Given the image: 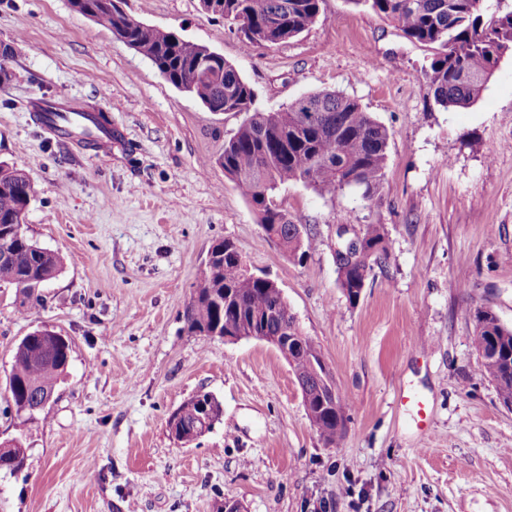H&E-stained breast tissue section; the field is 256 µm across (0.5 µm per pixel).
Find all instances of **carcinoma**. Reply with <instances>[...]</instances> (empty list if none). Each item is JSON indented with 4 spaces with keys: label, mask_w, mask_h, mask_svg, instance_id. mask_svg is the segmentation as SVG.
<instances>
[{
    "label": "carcinoma",
    "mask_w": 512,
    "mask_h": 512,
    "mask_svg": "<svg viewBox=\"0 0 512 512\" xmlns=\"http://www.w3.org/2000/svg\"><path fill=\"white\" fill-rule=\"evenodd\" d=\"M394 23L411 40L431 46L435 53L424 75L438 104L465 108L486 89L500 61L512 56V9L489 11L487 0H350ZM124 0H82V16L122 36L132 49L148 58L178 89L198 98L209 109L243 112L246 118L224 142V174L249 198L264 230L276 234L288 254L304 257L315 236L301 237L288 214L273 199L274 191L290 182H304L322 195L359 190L372 200L380 194L390 134L353 98L335 91L305 95L287 108L268 112L256 105L253 87L216 52L132 18ZM322 0H216L221 18L240 26L248 48H272L299 36L321 15ZM35 195L30 180L0 163V286L15 288L25 299L20 313L43 302L39 292L62 269L60 256L18 237L13 226L24 219ZM369 257L336 264L338 283L348 301L356 303L366 286L372 264L389 254L383 224L361 228ZM211 259L194 284L183 312L189 332H219L265 327L267 336L300 334L288 302L266 282L246 275L244 260L229 240L210 247ZM473 344L484 374L499 399L512 408V328L491 311L473 312ZM72 341L46 328H37L17 346L8 380L10 401L24 421L36 395L55 392L71 360ZM303 391V404L323 442L342 441L348 403L336 395L322 407L324 379L298 357L292 364ZM223 415L221 403L200 391L176 409L179 423L193 422L203 412ZM28 449L18 442L0 450V471L13 475L26 466Z\"/></svg>",
    "instance_id": "carcinoma-1"
}]
</instances>
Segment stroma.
Wrapping results in <instances>:
<instances>
[{
  "label": "stroma",
  "instance_id": "35a3bbf8",
  "mask_svg": "<svg viewBox=\"0 0 512 512\" xmlns=\"http://www.w3.org/2000/svg\"><path fill=\"white\" fill-rule=\"evenodd\" d=\"M136 19L222 54L264 110L336 91L390 133L379 198L274 193L316 243L304 258L265 237L219 163L243 114L212 112L71 0H0V162L36 189L26 235L63 258L43 305L19 314L0 288V442L22 439L24 470L0 474V512H512V410L480 368L476 308L512 327V58L479 101L443 108L424 76L431 49L351 0L272 48L244 51L236 24L199 0H125ZM101 110L108 155L37 123L38 100ZM340 224H383L389 258L357 304L337 281ZM233 241L275 279L320 350L350 420L323 443L285 358L257 340L188 332L183 311L210 246ZM73 342L53 402L23 423L8 401L21 339ZM221 402L184 446L170 415L198 391ZM429 404L418 429L400 392Z\"/></svg>",
  "mask_w": 512,
  "mask_h": 512
}]
</instances>
